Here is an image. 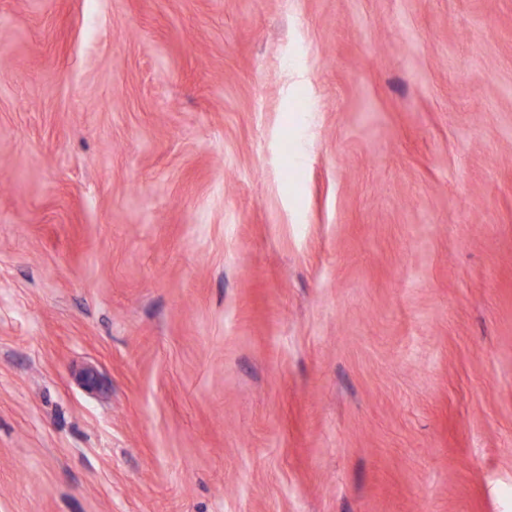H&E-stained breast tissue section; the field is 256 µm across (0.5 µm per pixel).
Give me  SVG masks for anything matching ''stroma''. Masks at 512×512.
Segmentation results:
<instances>
[{"label":"stroma","mask_w":512,"mask_h":512,"mask_svg":"<svg viewBox=\"0 0 512 512\" xmlns=\"http://www.w3.org/2000/svg\"><path fill=\"white\" fill-rule=\"evenodd\" d=\"M21 160L0 512H512V0H0Z\"/></svg>","instance_id":"obj_1"}]
</instances>
